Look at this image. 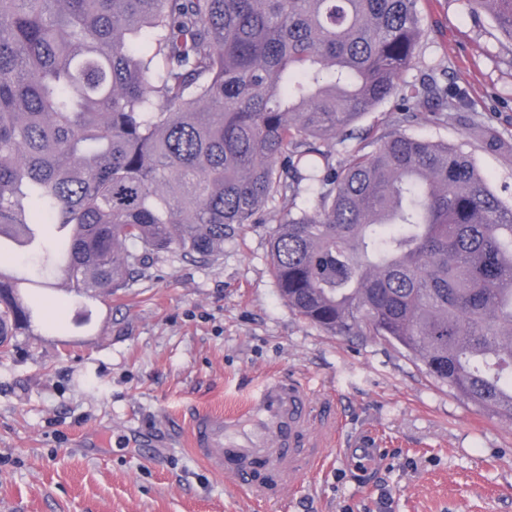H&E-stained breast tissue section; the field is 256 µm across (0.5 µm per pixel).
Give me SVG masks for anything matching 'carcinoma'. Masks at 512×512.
Wrapping results in <instances>:
<instances>
[{
  "label": "carcinoma",
  "instance_id": "1",
  "mask_svg": "<svg viewBox=\"0 0 512 512\" xmlns=\"http://www.w3.org/2000/svg\"><path fill=\"white\" fill-rule=\"evenodd\" d=\"M418 0H0V240L91 297L165 252L215 261L278 211L281 296L380 337L512 423V204L460 146L415 137L459 95L398 88ZM512 41V0H469ZM399 95L394 128L333 168L320 144ZM316 194L296 206L300 183ZM0 259V336L35 323Z\"/></svg>",
  "mask_w": 512,
  "mask_h": 512
}]
</instances>
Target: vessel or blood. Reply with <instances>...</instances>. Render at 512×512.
Returning <instances> with one entry per match:
<instances>
[{"label":"vessel or blood","mask_w":512,"mask_h":512,"mask_svg":"<svg viewBox=\"0 0 512 512\" xmlns=\"http://www.w3.org/2000/svg\"><path fill=\"white\" fill-rule=\"evenodd\" d=\"M312 420L307 386L298 377L276 374L249 396L241 412L195 413L191 444L215 472L233 476L257 495L275 497L322 462L325 439Z\"/></svg>","instance_id":"1"}]
</instances>
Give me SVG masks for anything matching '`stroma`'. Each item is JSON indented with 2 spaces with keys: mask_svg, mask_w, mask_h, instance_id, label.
Returning <instances> with one entry per match:
<instances>
[{
  "mask_svg": "<svg viewBox=\"0 0 512 512\" xmlns=\"http://www.w3.org/2000/svg\"><path fill=\"white\" fill-rule=\"evenodd\" d=\"M425 37L404 82L429 71L457 89L458 112L408 133L458 143L512 202V150L481 148L490 127L512 147V44L467 0H419ZM388 100L352 138L323 144L346 165ZM274 223L224 238L219 260L155 256L100 299L46 275L31 333L0 359V512H512V424L434 382L381 340L332 336L281 297ZM307 384L343 426L314 474L265 501L208 469L189 446L197 408L241 405L264 377ZM382 454L363 460L365 450Z\"/></svg>",
  "mask_w": 512,
  "mask_h": 512,
  "instance_id": "obj_1",
  "label": "stroma"
}]
</instances>
